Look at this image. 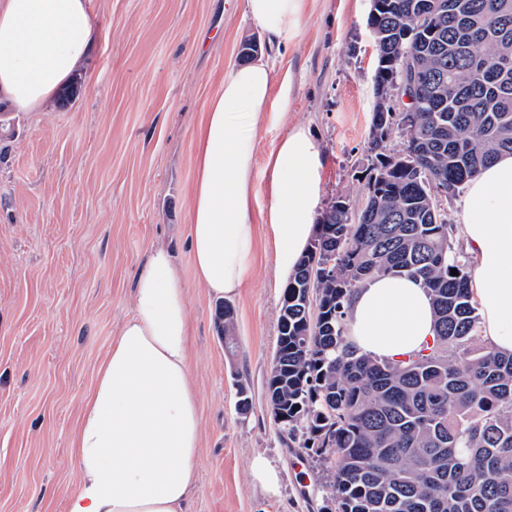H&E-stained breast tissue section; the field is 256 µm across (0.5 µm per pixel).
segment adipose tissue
I'll list each match as a JSON object with an SVG mask.
<instances>
[{
  "label": "adipose tissue",
  "instance_id": "adipose-tissue-1",
  "mask_svg": "<svg viewBox=\"0 0 512 512\" xmlns=\"http://www.w3.org/2000/svg\"><path fill=\"white\" fill-rule=\"evenodd\" d=\"M307 0H245L270 50L300 34ZM86 0H0V97L38 109L89 60L96 42ZM271 64L237 65L205 107L197 132L188 244L210 296L236 294L248 276L257 222L288 280L314 236L322 153L310 131L293 127L266 159L270 204L255 214V129L274 107ZM459 231L471 258L481 334L512 353V154L499 155L467 184ZM349 338L361 351L397 362L431 347L435 317L421 282L382 275L355 292ZM201 419L191 374L184 286L169 252L153 249L138 270L135 304L98 367L72 443L79 473L67 512H189Z\"/></svg>",
  "mask_w": 512,
  "mask_h": 512
}]
</instances>
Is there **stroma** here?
Segmentation results:
<instances>
[{
  "label": "stroma",
  "mask_w": 512,
  "mask_h": 512,
  "mask_svg": "<svg viewBox=\"0 0 512 512\" xmlns=\"http://www.w3.org/2000/svg\"><path fill=\"white\" fill-rule=\"evenodd\" d=\"M370 0H309L298 41L275 61L284 111L259 121L256 210L268 154L292 127L324 157L320 209L365 201L377 51ZM97 43L80 94L33 112L0 104V512H66L77 487L72 438L84 398L149 251L171 253L185 286L201 448L192 512H333V469L281 438L265 387L285 289L265 232L230 302L234 352L216 300L195 279L188 210L202 112L257 30L244 0H88ZM248 387L240 408L238 383ZM265 456L278 496L254 483Z\"/></svg>",
  "instance_id": "obj_1"
}]
</instances>
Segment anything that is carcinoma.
<instances>
[{
    "label": "carcinoma",
    "instance_id": "carcinoma-1",
    "mask_svg": "<svg viewBox=\"0 0 512 512\" xmlns=\"http://www.w3.org/2000/svg\"><path fill=\"white\" fill-rule=\"evenodd\" d=\"M371 20L375 83L402 80L409 57L440 110L395 116L415 167L386 162L368 139L366 217L331 203L288 281L266 386L286 414L281 437L331 448L338 512H512V354L480 344L470 258L454 247L431 187L452 197L501 152L512 153V0H385ZM432 27L418 30L426 11ZM336 254L334 276L318 272ZM458 275H451V270ZM406 274L431 292L429 353L389 363L348 339L353 293L379 274ZM234 348V309L222 307Z\"/></svg>",
    "mask_w": 512,
    "mask_h": 512
}]
</instances>
